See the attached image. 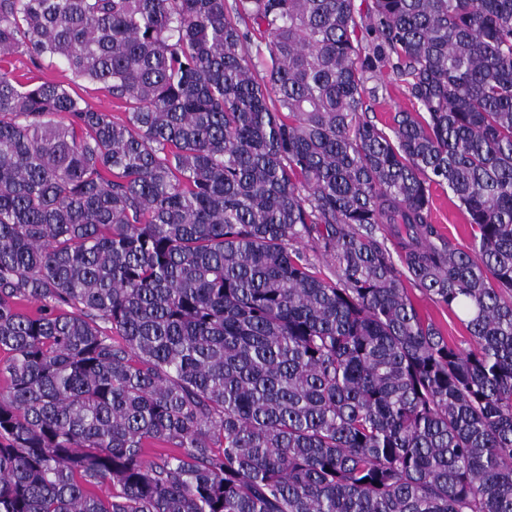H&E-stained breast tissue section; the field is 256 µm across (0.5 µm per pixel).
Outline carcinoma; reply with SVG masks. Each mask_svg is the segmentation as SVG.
Here are the masks:
<instances>
[{"mask_svg":"<svg viewBox=\"0 0 512 512\" xmlns=\"http://www.w3.org/2000/svg\"><path fill=\"white\" fill-rule=\"evenodd\" d=\"M19 48L126 117L0 67V512H512V0H0ZM383 88L379 89V96L373 105V113L369 112L370 118L376 122H386L394 114L404 109H411V103L408 100L403 85L392 77L384 74L382 80ZM448 189H432V224L438 233L454 244L467 245L470 242V226L466 215L451 200ZM406 288L421 315L431 320L440 329L442 335L448 338L449 343L464 349L470 346V337L455 313L434 304L415 284L406 282Z\"/></svg>","mask_w":512,"mask_h":512,"instance_id":"1","label":"carcinoma"}]
</instances>
